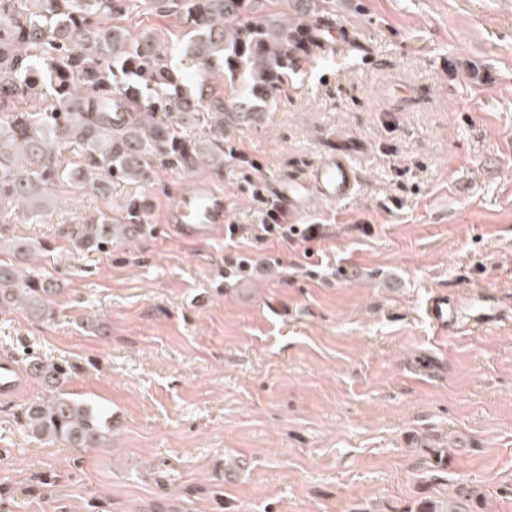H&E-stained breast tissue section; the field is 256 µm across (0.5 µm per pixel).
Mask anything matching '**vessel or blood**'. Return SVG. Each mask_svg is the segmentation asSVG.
Returning <instances> with one entry per match:
<instances>
[{
	"instance_id": "obj_1",
	"label": "vessel or blood",
	"mask_w": 512,
	"mask_h": 512,
	"mask_svg": "<svg viewBox=\"0 0 512 512\" xmlns=\"http://www.w3.org/2000/svg\"><path fill=\"white\" fill-rule=\"evenodd\" d=\"M358 172L348 157L340 153L325 154L308 175L298 180L277 182L275 195L282 210L298 217L309 209L311 199L338 204L355 192ZM230 201L223 191L209 181L199 179L185 183L177 202L163 217L164 224L176 238L188 243L211 239L228 222ZM424 313L436 331L461 327L475 328L494 321L499 315L496 303L476 294L457 299L447 293H433L426 301ZM26 377L15 361L0 360V395L12 397L24 387Z\"/></svg>"
}]
</instances>
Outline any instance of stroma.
<instances>
[{"label":"stroma","mask_w":512,"mask_h":512,"mask_svg":"<svg viewBox=\"0 0 512 512\" xmlns=\"http://www.w3.org/2000/svg\"><path fill=\"white\" fill-rule=\"evenodd\" d=\"M262 120L228 127L236 157L197 171L232 201L253 274L214 275L223 234L187 244L164 211L192 174L159 166L145 233L79 253L65 229L142 191L53 189L46 223L65 289L44 322L0 314V358L71 367L63 388L112 414L86 450L20 428L47 397H0V512H413L471 486L469 512H512V0H335ZM343 149L356 194L312 200V241H256L269 189ZM490 291L485 327L432 330L429 295ZM53 485H44L46 477Z\"/></svg>","instance_id":"35a3bbf8"}]
</instances>
